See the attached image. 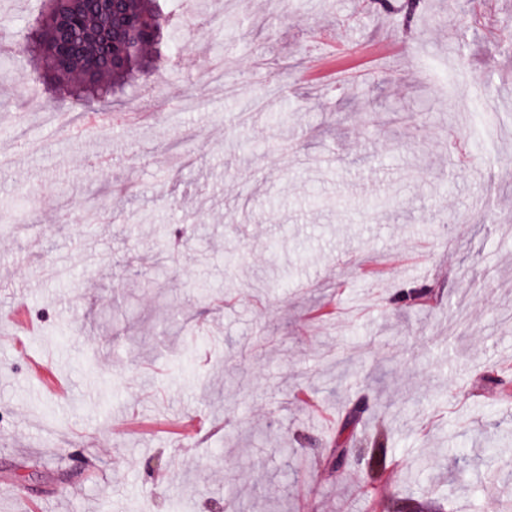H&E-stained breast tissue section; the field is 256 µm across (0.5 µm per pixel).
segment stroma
I'll return each instance as SVG.
<instances>
[{"label":"stroma","mask_w":512,"mask_h":512,"mask_svg":"<svg viewBox=\"0 0 512 512\" xmlns=\"http://www.w3.org/2000/svg\"><path fill=\"white\" fill-rule=\"evenodd\" d=\"M506 21L231 0L79 137L0 60V512H512Z\"/></svg>","instance_id":"1"}]
</instances>
